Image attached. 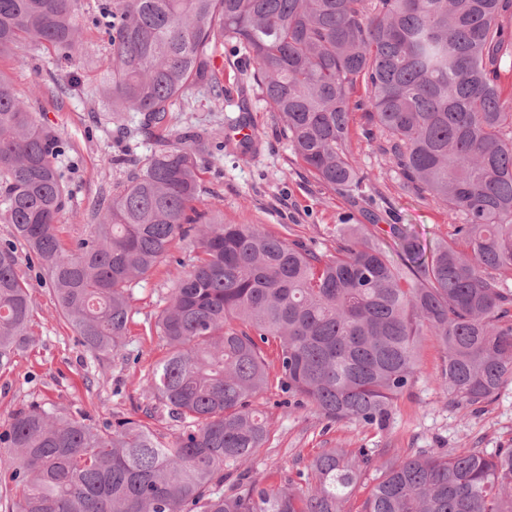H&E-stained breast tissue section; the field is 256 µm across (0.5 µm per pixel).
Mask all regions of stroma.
I'll return each instance as SVG.
<instances>
[{"label": "stroma", "mask_w": 512, "mask_h": 512, "mask_svg": "<svg viewBox=\"0 0 512 512\" xmlns=\"http://www.w3.org/2000/svg\"><path fill=\"white\" fill-rule=\"evenodd\" d=\"M100 0H79L84 25L79 54L83 67L67 76V67L51 50L25 43L0 58V71L10 78L30 111L36 112L61 146L56 164L70 198L60 219L64 248H73L91 223L98 201L139 168L155 150L154 141L121 135L104 117L94 75L104 62L107 44L87 26ZM224 69V98L192 89L178 110L173 132L205 130L226 139L246 117L259 143L256 152L224 151L202 156L198 164L203 192L198 212L223 215L228 224H253L288 241H300L320 254L336 251V228L362 226L386 249L397 250L391 225L406 224L435 244L454 227L446 205L402 188L391 156L381 139L363 134V120L354 117L351 157L363 177L361 193L331 189L317 181L296 159L277 113L254 95L246 81L248 63L232 44L217 54ZM192 241L177 242L169 258L149 279L133 289L128 333L121 350L100 361L81 347L72 327L59 314L45 271L24 247H17L18 269L34 296L31 342L0 370V430L11 413L33 404L88 416L100 427L121 419L141 421L156 433L173 429L165 412L145 414L141 380L166 353L155 323L167 304L177 264H191ZM445 353L436 337H421L416 379L392 405L384 425L332 423L307 402L281 391L278 368L255 405L271 425L269 441L250 460L269 484L297 479L306 461L323 448H425L434 452L512 448V384L490 403L466 406L448 394L441 372Z\"/></svg>", "instance_id": "35a3bbf8"}]
</instances>
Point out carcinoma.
Returning a JSON list of instances; mask_svg holds the SVG:
<instances>
[{
  "instance_id": "carcinoma-1",
  "label": "carcinoma",
  "mask_w": 512,
  "mask_h": 512,
  "mask_svg": "<svg viewBox=\"0 0 512 512\" xmlns=\"http://www.w3.org/2000/svg\"><path fill=\"white\" fill-rule=\"evenodd\" d=\"M77 0H0V56L23 41L71 62ZM512 0H107L89 23L108 36L98 93L118 123L151 135L197 85L224 92L215 57L234 43L278 113L291 150L324 185L357 190L352 97L364 85L365 133L389 146L404 186L448 204L450 239L429 248L392 224V256L336 229L319 254L251 224L196 213V159L211 136L162 144L98 205L72 250L59 220L68 190L51 132L0 75V369L30 342L34 298L17 271L23 245L47 272L60 314L101 360L128 330L133 284L195 232L156 330L167 355L146 387L179 433L128 419L98 427L32 405L0 433L19 466L0 472L8 512H346L374 457L325 448L274 488L246 467L270 428L252 399L279 384L332 422L378 423L414 381L418 338L445 348L448 393L470 406L512 383V59L502 17ZM361 512H512V448L404 455L384 448Z\"/></svg>"
}]
</instances>
